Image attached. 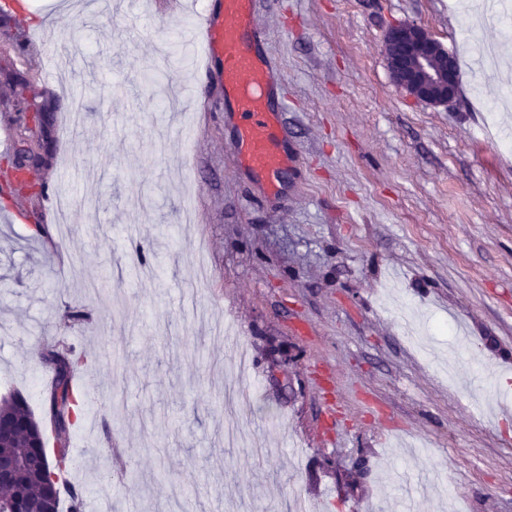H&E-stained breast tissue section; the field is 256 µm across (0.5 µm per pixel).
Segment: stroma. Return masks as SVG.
<instances>
[{"mask_svg":"<svg viewBox=\"0 0 512 512\" xmlns=\"http://www.w3.org/2000/svg\"><path fill=\"white\" fill-rule=\"evenodd\" d=\"M212 2L0 21V138L17 38L51 132L32 190L0 194V397L69 334L99 405L71 481L110 512H512V44L471 0H256L272 180L239 164L218 82L175 70L201 86L177 119L144 80ZM403 21L456 57L448 106L391 81ZM51 192L82 201L69 233Z\"/></svg>","mask_w":512,"mask_h":512,"instance_id":"1","label":"stroma"}]
</instances>
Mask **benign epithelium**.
I'll list each match as a JSON object with an SVG mask.
<instances>
[{
    "mask_svg": "<svg viewBox=\"0 0 512 512\" xmlns=\"http://www.w3.org/2000/svg\"><path fill=\"white\" fill-rule=\"evenodd\" d=\"M383 53L393 82L411 98L434 106L446 105L457 93V73L450 53L425 27L417 23L392 25L384 39ZM24 431L0 421V487L13 486L32 471L41 469L36 456L24 457L12 448ZM55 484H43L42 495L22 506L23 512H51Z\"/></svg>",
    "mask_w": 512,
    "mask_h": 512,
    "instance_id": "1",
    "label": "benign epithelium"
}]
</instances>
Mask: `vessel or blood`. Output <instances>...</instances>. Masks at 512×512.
I'll list each match as a JSON object with an SVG mask.
<instances>
[{
    "mask_svg": "<svg viewBox=\"0 0 512 512\" xmlns=\"http://www.w3.org/2000/svg\"><path fill=\"white\" fill-rule=\"evenodd\" d=\"M254 0H216L193 27L198 70L224 86V104L239 117L240 158L250 169L270 175L288 155L278 150L279 119L270 104L265 70L255 48Z\"/></svg>",
    "mask_w": 512,
    "mask_h": 512,
    "instance_id": "1",
    "label": "vessel or blood"
}]
</instances>
